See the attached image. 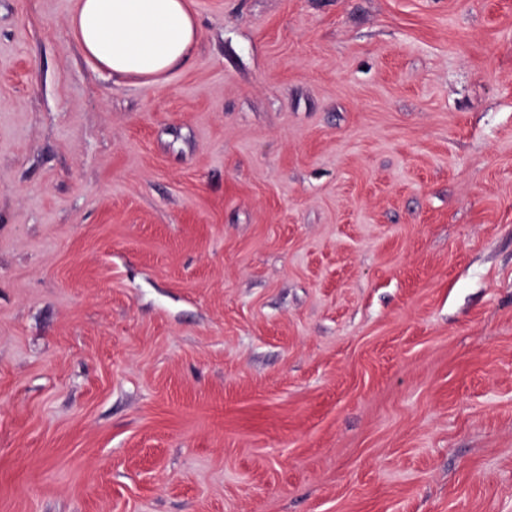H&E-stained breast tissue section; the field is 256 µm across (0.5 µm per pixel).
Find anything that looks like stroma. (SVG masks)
I'll return each mask as SVG.
<instances>
[{"mask_svg": "<svg viewBox=\"0 0 512 512\" xmlns=\"http://www.w3.org/2000/svg\"><path fill=\"white\" fill-rule=\"evenodd\" d=\"M190 2L0 0V512H512V0ZM71 29L102 72L159 81L199 38L187 0H77Z\"/></svg>", "mask_w": 512, "mask_h": 512, "instance_id": "obj_1", "label": "stroma"}]
</instances>
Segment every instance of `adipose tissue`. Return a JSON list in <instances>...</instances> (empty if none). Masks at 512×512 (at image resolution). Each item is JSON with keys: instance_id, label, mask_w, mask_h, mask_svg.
Returning a JSON list of instances; mask_svg holds the SVG:
<instances>
[{"instance_id": "obj_1", "label": "adipose tissue", "mask_w": 512, "mask_h": 512, "mask_svg": "<svg viewBox=\"0 0 512 512\" xmlns=\"http://www.w3.org/2000/svg\"><path fill=\"white\" fill-rule=\"evenodd\" d=\"M71 29L100 71L160 80L199 38L187 0H77Z\"/></svg>"}]
</instances>
